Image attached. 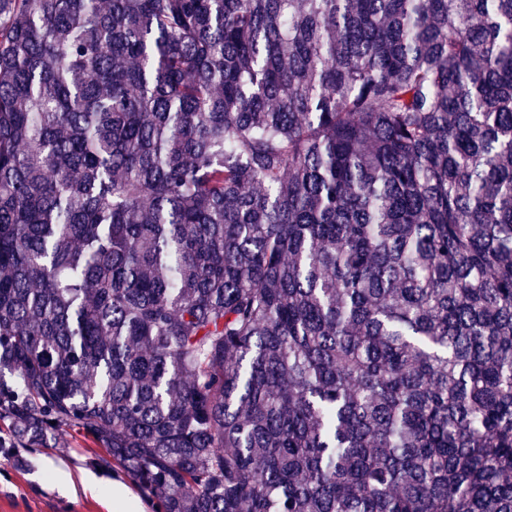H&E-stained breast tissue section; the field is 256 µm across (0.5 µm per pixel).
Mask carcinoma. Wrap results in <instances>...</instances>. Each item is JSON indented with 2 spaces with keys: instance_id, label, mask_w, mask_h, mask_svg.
<instances>
[{
  "instance_id": "1",
  "label": "carcinoma",
  "mask_w": 512,
  "mask_h": 512,
  "mask_svg": "<svg viewBox=\"0 0 512 512\" xmlns=\"http://www.w3.org/2000/svg\"><path fill=\"white\" fill-rule=\"evenodd\" d=\"M160 512H512V0H0V448Z\"/></svg>"
}]
</instances>
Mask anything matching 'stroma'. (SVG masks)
Wrapping results in <instances>:
<instances>
[{
    "instance_id": "stroma-1",
    "label": "stroma",
    "mask_w": 512,
    "mask_h": 512,
    "mask_svg": "<svg viewBox=\"0 0 512 512\" xmlns=\"http://www.w3.org/2000/svg\"><path fill=\"white\" fill-rule=\"evenodd\" d=\"M116 483L134 485L105 450L79 440L57 448H0V512H119Z\"/></svg>"
}]
</instances>
